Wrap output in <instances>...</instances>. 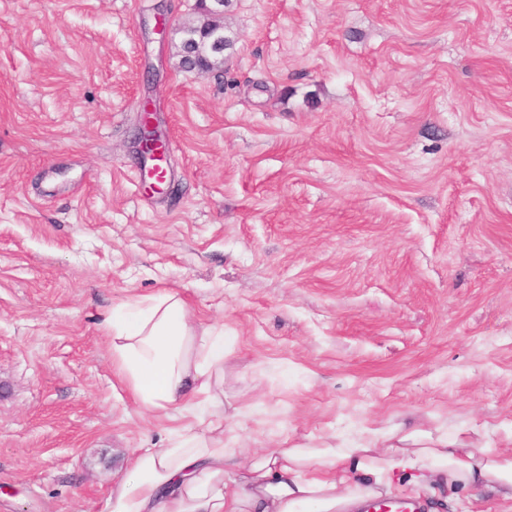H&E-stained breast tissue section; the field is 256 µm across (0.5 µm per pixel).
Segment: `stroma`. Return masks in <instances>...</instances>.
Returning a JSON list of instances; mask_svg holds the SVG:
<instances>
[{
  "label": "stroma",
  "mask_w": 512,
  "mask_h": 512,
  "mask_svg": "<svg viewBox=\"0 0 512 512\" xmlns=\"http://www.w3.org/2000/svg\"><path fill=\"white\" fill-rule=\"evenodd\" d=\"M195 6L0 0V512H108L185 425L103 328L170 289L224 330L225 447L512 453V0H227L219 76ZM199 13H205L211 16L210 22L213 26L204 25L197 27L193 22L183 23L179 31L182 34V52L189 54L193 58L195 55H200L204 58L205 63L202 66H191L190 69H197L202 73L211 72L215 67L212 66L211 57H217L216 60L220 65L224 63V25L221 19L224 15V1L223 0H198ZM205 50V53H203ZM140 113L141 123L137 134L138 155L142 161L156 162L151 169V175L156 182L151 184V188L159 189L158 184L164 182V170L161 163L166 162L165 148L161 140L152 131L153 109L150 101L143 102Z\"/></svg>",
  "instance_id": "35a3bbf8"
}]
</instances>
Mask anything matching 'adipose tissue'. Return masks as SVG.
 <instances>
[{"mask_svg":"<svg viewBox=\"0 0 512 512\" xmlns=\"http://www.w3.org/2000/svg\"><path fill=\"white\" fill-rule=\"evenodd\" d=\"M167 292L113 306L112 362L133 400L152 413L190 416L162 448L139 449L111 489L108 512H354L409 478L473 484L512 502V454L437 446L431 433L403 447L265 448L243 457L213 423L224 414V332L196 327Z\"/></svg>","mask_w":512,"mask_h":512,"instance_id":"obj_1","label":"adipose tissue"}]
</instances>
